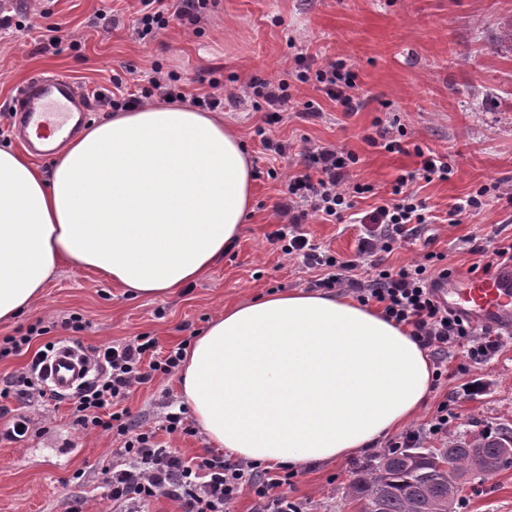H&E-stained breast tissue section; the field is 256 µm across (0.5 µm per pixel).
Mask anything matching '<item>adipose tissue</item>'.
<instances>
[{
    "instance_id": "obj_1",
    "label": "adipose tissue",
    "mask_w": 512,
    "mask_h": 512,
    "mask_svg": "<svg viewBox=\"0 0 512 512\" xmlns=\"http://www.w3.org/2000/svg\"><path fill=\"white\" fill-rule=\"evenodd\" d=\"M253 171L214 112L146 105L92 121L49 171L0 147V323L75 264L140 298L205 275L238 238ZM427 350L381 310L328 292L225 308L186 351L182 397L236 457L302 466L376 449L431 386Z\"/></svg>"
}]
</instances>
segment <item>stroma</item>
<instances>
[{
    "label": "stroma",
    "instance_id": "obj_1",
    "mask_svg": "<svg viewBox=\"0 0 512 512\" xmlns=\"http://www.w3.org/2000/svg\"><path fill=\"white\" fill-rule=\"evenodd\" d=\"M135 0H14L12 28L0 29V145L15 143L11 115L16 94L32 73L67 76L86 93L111 96L116 84L146 85L154 66L180 76L190 94L210 93L211 80H294L295 55L308 50L318 61L351 65L363 105L346 113L316 86L296 85L298 98L313 99L321 117H291L266 125L265 113L224 108V121L246 143L255 172L254 209L235 246L201 279L168 297L135 298L91 269L61 266L42 297L14 322L0 324V339L41 328L27 352L0 358V382L29 366L33 353L63 339L90 349L139 335L156 337L162 348L199 335L226 306L273 291H306L316 272L284 257L274 234L283 220L274 209L280 181L267 175L268 157L256 134L300 145L303 139L331 142L360 157L353 175L376 193L358 199L359 213L371 211L403 173L419 167L415 153H388L369 146L376 119L397 120L412 143L447 156L448 180L417 181L433 219L417 237L396 243L386 262L401 266L432 252L452 271L470 277L473 265L512 243V208L485 206L462 223L447 210L481 185L512 186V0H218L195 25L174 24L153 37L132 36ZM59 30L49 44L43 29ZM314 243L346 259L357 251L360 227L317 219L301 225ZM79 315L84 328L62 322ZM482 389L464 395V384ZM176 376L154 380L123 402L145 428L157 427L161 405L180 400ZM454 420L449 435L512 427V335L487 363L464 364L448 351V371L432 383L427 401L409 425L430 420L440 403ZM25 416L36 430L26 441L0 440V512H113L105 495L104 472L112 465V434L86 432L73 422L67 402L35 405L11 398L0 402V431ZM383 448L368 455L307 465L288 489L312 512H357L351 484L366 462H378ZM456 512H512V467L486 475L469 472L457 493Z\"/></svg>",
    "mask_w": 512,
    "mask_h": 512
}]
</instances>
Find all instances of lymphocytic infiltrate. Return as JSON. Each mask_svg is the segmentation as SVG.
<instances>
[{"mask_svg": "<svg viewBox=\"0 0 512 512\" xmlns=\"http://www.w3.org/2000/svg\"><path fill=\"white\" fill-rule=\"evenodd\" d=\"M140 8L133 30L143 39L167 29L172 21L195 24L201 21L210 0H138ZM299 82H315L319 90L344 111H357L355 75L342 60L316 64L313 57L298 54ZM204 96L187 97L178 77L154 69L148 88L141 96L112 97L114 109L141 106L144 99L191 100L193 106L216 110L223 107L220 82ZM235 103H251L264 112L269 123L280 122L293 102L288 82L271 83L253 79L234 93ZM298 157L303 165L285 182L284 198L276 211L287 218V226L275 233L281 251L302 258L305 265L324 270L314 287L331 290L343 288L364 305L378 304L396 323L410 327L412 336L429 350L437 369L448 366L449 347L460 348L467 363L479 365L490 360L503 345L500 333L480 328L441 306L433 297L435 279L451 277L449 268L433 265L431 257L393 268L383 256L395 243L417 233L418 225L428 223L425 203L417 199L411 184L419 180L448 179L451 166L445 156L424 154L419 168L401 175L386 200L361 216L365 236L354 258L344 260L324 251L300 232V224L315 218L332 224L341 222L353 209L356 196L371 192L368 184L353 182L351 170L358 156L335 145L304 140ZM185 344L160 350L155 338L138 336L120 343H107L88 354L95 374L67 394L74 423L81 429L102 430L120 439L113 449L114 463L105 480L107 496L115 512H146L157 497L176 501L180 512H228L242 494L252 496L251 512H308L306 502L287 493L296 476L294 469L236 458L229 454H209L185 458L167 446L164 438L194 435L188 409L173 401L164 402L159 429H145L120 403L141 385L166 378L179 369L184 360Z\"/></svg>", "mask_w": 512, "mask_h": 512, "instance_id": "lymphocytic-infiltrate-1", "label": "lymphocytic infiltrate"}]
</instances>
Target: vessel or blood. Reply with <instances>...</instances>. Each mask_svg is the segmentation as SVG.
I'll list each match as a JSON object with an SVG mask.
<instances>
[{
  "instance_id": "1",
  "label": "vessel or blood",
  "mask_w": 512,
  "mask_h": 512,
  "mask_svg": "<svg viewBox=\"0 0 512 512\" xmlns=\"http://www.w3.org/2000/svg\"><path fill=\"white\" fill-rule=\"evenodd\" d=\"M20 108L15 113L20 137L39 155L51 154L56 141L68 140L81 127L82 115L90 105L68 78L34 76L19 93ZM437 300L475 325L512 333V266L487 276H477L449 287L440 280L435 287ZM88 360L77 346H59L43 363L48 386L65 395L85 376Z\"/></svg>"
}]
</instances>
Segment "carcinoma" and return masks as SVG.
I'll return each mask as SVG.
<instances>
[{
  "label": "carcinoma",
  "mask_w": 512,
  "mask_h": 512,
  "mask_svg": "<svg viewBox=\"0 0 512 512\" xmlns=\"http://www.w3.org/2000/svg\"><path fill=\"white\" fill-rule=\"evenodd\" d=\"M512 465V427L453 438L448 447L408 448L359 469L352 497L359 512H454V492L470 469Z\"/></svg>",
  "instance_id": "1"
}]
</instances>
